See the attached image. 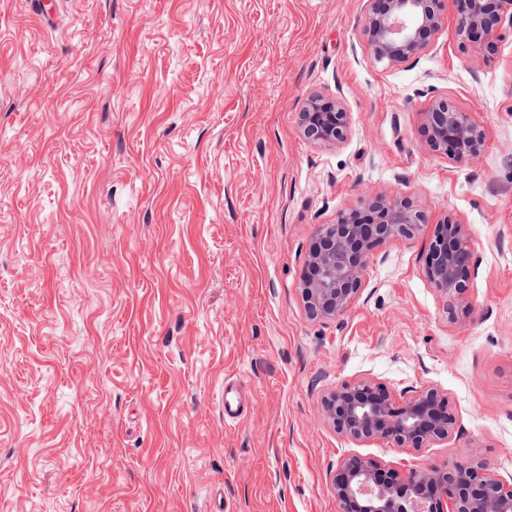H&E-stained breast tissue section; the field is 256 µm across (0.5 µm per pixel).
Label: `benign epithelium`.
<instances>
[{"mask_svg":"<svg viewBox=\"0 0 512 512\" xmlns=\"http://www.w3.org/2000/svg\"><path fill=\"white\" fill-rule=\"evenodd\" d=\"M362 37L373 57L394 65L430 47L445 23L446 0H369ZM459 46L474 54L495 36L504 19L512 21V0H453ZM428 147L456 162L481 151L483 129L452 99H436L424 113ZM303 135L314 143L346 139L350 112L339 100L313 94L299 113ZM377 213L372 224H358L342 213L323 225L313 238L302 295L312 319L345 314L364 284L372 249L387 240L414 236L423 214L406 198L368 194ZM479 259L461 224L435 225L426 256V276L446 299L465 303ZM329 423L336 433L356 442L381 438L399 448H422L444 440L456 423L448 400L429 388L404 401L368 380L344 382L324 398ZM330 488L343 512H404L406 496L418 512H512V485L492 478L481 460L409 471L404 478L373 459L344 458L330 478Z\"/></svg>","mask_w":512,"mask_h":512,"instance_id":"1","label":"benign epithelium"}]
</instances>
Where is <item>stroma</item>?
Here are the masks:
<instances>
[{"mask_svg":"<svg viewBox=\"0 0 512 512\" xmlns=\"http://www.w3.org/2000/svg\"><path fill=\"white\" fill-rule=\"evenodd\" d=\"M0 0V512H342L357 454L406 474L481 459L512 483V23L474 58L455 14L376 61L368 0ZM350 114L318 145L313 93ZM444 96L477 157L426 143ZM426 217L377 245L334 320L306 311L310 244L369 190ZM463 225L479 258L451 317L425 260ZM428 388L448 439L355 442L344 382ZM246 408L224 423L225 382ZM299 125L311 142L336 144L347 137L350 114L336 98L312 94L299 113Z\"/></svg>","mask_w":512,"mask_h":512,"instance_id":"obj_1","label":"stroma"}]
</instances>
